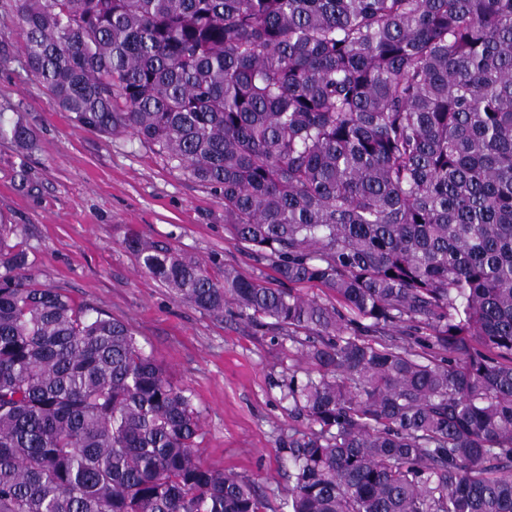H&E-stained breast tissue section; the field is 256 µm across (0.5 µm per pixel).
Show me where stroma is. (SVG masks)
Segmentation results:
<instances>
[{"label":"stroma","instance_id":"35a3bbf8","mask_svg":"<svg viewBox=\"0 0 512 512\" xmlns=\"http://www.w3.org/2000/svg\"><path fill=\"white\" fill-rule=\"evenodd\" d=\"M0 110L23 113L38 138L24 160L0 141V216L19 227L10 244L28 251L40 283L129 323L198 411L202 463L251 480L267 512H281L290 488L283 449L312 428L282 401V385L311 365L266 319L231 308L218 317L180 301L125 248L133 234L163 240L205 261L215 278L232 267L278 287L273 269L231 240L223 197L131 135L75 125L22 55L0 67Z\"/></svg>","mask_w":512,"mask_h":512}]
</instances>
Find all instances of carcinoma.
Listing matches in <instances>:
<instances>
[{
    "mask_svg": "<svg viewBox=\"0 0 512 512\" xmlns=\"http://www.w3.org/2000/svg\"><path fill=\"white\" fill-rule=\"evenodd\" d=\"M16 11L78 127L224 196L231 239L290 284L126 240L177 298L269 319L315 366L282 393L315 425L284 449L288 512H512V0ZM0 140L37 149L17 114ZM17 231L0 219V512H264L202 464L190 397L130 326L38 284Z\"/></svg>",
    "mask_w": 512,
    "mask_h": 512,
    "instance_id": "carcinoma-1",
    "label": "carcinoma"
}]
</instances>
